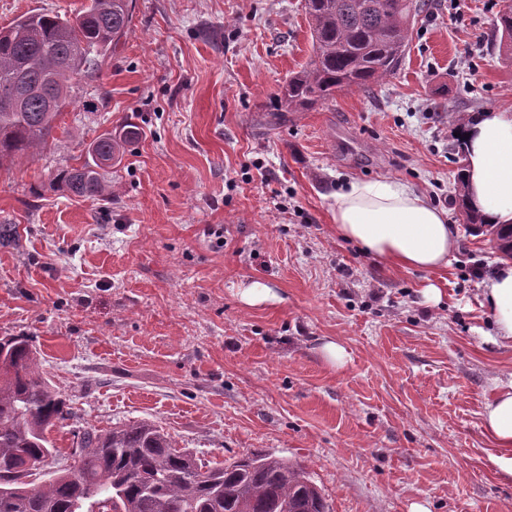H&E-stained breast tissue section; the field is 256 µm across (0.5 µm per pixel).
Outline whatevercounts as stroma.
<instances>
[{
    "mask_svg": "<svg viewBox=\"0 0 512 512\" xmlns=\"http://www.w3.org/2000/svg\"><path fill=\"white\" fill-rule=\"evenodd\" d=\"M85 2L0 0V27ZM501 5L429 0L395 74L274 126L311 54L304 0H135L52 144L0 168V224L21 238L0 246V336H28L69 399L60 450L73 431L145 421L203 460L300 464L331 512H512L481 417L512 375L480 299L501 254L456 201L463 117L512 110ZM127 126L140 135L111 196L58 187L85 145ZM378 179L447 213L446 269L391 270L338 236L336 191ZM256 282L273 297L250 305Z\"/></svg>",
    "mask_w": 512,
    "mask_h": 512,
    "instance_id": "obj_1",
    "label": "stroma"
}]
</instances>
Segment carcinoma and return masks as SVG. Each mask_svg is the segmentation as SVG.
Masks as SVG:
<instances>
[{"instance_id":"carcinoma-1","label":"carcinoma","mask_w":512,"mask_h":512,"mask_svg":"<svg viewBox=\"0 0 512 512\" xmlns=\"http://www.w3.org/2000/svg\"><path fill=\"white\" fill-rule=\"evenodd\" d=\"M427 0H305L312 36L309 63L280 88L273 123L365 89L394 74L404 58L410 25ZM134 0H89L74 14L34 12L0 29V168L48 146L76 83L93 77L130 30ZM494 29L512 52V9L498 12ZM18 81L40 84L45 95L23 108L10 105ZM122 140L99 135L78 167L57 181L69 194L96 199L111 192L104 173L120 163ZM466 223L484 227L459 193ZM0 366V512H330L310 474L269 453H245L210 466L181 450L147 422L74 435V464L41 485L30 477L58 456L48 437L71 419L66 399L41 370L24 335L3 336Z\"/></svg>"}]
</instances>
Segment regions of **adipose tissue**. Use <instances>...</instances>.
<instances>
[{"instance_id": "obj_1", "label": "adipose tissue", "mask_w": 512, "mask_h": 512, "mask_svg": "<svg viewBox=\"0 0 512 512\" xmlns=\"http://www.w3.org/2000/svg\"><path fill=\"white\" fill-rule=\"evenodd\" d=\"M463 131L467 196L485 223L512 224V112L472 114ZM334 220L341 236L394 270L446 267L457 248L445 211L406 185L351 182L336 194ZM481 291L495 326V343L512 348V259L499 260ZM482 418L485 433L497 446L492 462L500 478L510 482L512 376L495 380Z\"/></svg>"}]
</instances>
